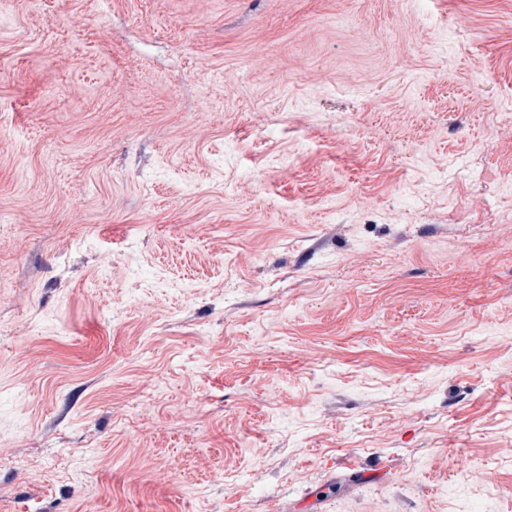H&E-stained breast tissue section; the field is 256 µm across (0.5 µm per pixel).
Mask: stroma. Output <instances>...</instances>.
Instances as JSON below:
<instances>
[{
    "mask_svg": "<svg viewBox=\"0 0 512 512\" xmlns=\"http://www.w3.org/2000/svg\"><path fill=\"white\" fill-rule=\"evenodd\" d=\"M512 512V0H0V512Z\"/></svg>",
    "mask_w": 512,
    "mask_h": 512,
    "instance_id": "1",
    "label": "stroma"
}]
</instances>
